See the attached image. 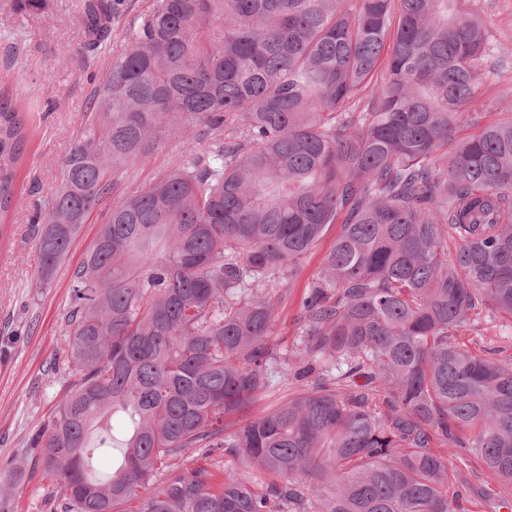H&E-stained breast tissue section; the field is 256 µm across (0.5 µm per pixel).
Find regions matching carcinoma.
<instances>
[{
    "label": "carcinoma",
    "instance_id": "obj_1",
    "mask_svg": "<svg viewBox=\"0 0 512 512\" xmlns=\"http://www.w3.org/2000/svg\"><path fill=\"white\" fill-rule=\"evenodd\" d=\"M463 4L154 0L35 216L45 288L116 173L164 135L209 139L112 204L73 272L79 378L33 442L65 512H464L446 464L464 455L494 484L483 512H512V357L459 341L484 311L512 317V116L448 148L488 69ZM118 6L86 0V51ZM26 139L0 101V231ZM337 222L293 373L262 286ZM278 384L293 391L248 414ZM194 448L282 482L216 485L182 466Z\"/></svg>",
    "mask_w": 512,
    "mask_h": 512
}]
</instances>
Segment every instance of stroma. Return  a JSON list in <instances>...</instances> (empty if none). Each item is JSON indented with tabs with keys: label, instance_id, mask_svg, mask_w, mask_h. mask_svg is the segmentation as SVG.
Listing matches in <instances>:
<instances>
[{
	"label": "stroma",
	"instance_id": "obj_1",
	"mask_svg": "<svg viewBox=\"0 0 512 512\" xmlns=\"http://www.w3.org/2000/svg\"><path fill=\"white\" fill-rule=\"evenodd\" d=\"M82 7L83 0H0V100L17 104L31 129L18 178L15 222L0 238V512H62L63 493L38 465L30 442L77 378L67 362L64 322L71 276L113 202L175 169L202 147L198 129L187 128L180 136L161 139L150 156L128 164L116 176L111 194L82 225L50 286L37 287V227L30 217L51 198L60 161L85 121L93 88L109 60L124 50L131 30L152 9L153 0H123L107 43L92 57L82 51ZM472 8L492 34L490 56L511 57L512 0H472ZM509 82L510 72H487L469 111L482 113L488 121L511 115L512 101L501 97ZM335 236L328 231L300 268L281 271L288 292L270 291L278 300L274 335L283 355H290L300 338L301 297L320 272ZM460 339L470 347L496 348L510 356L512 320L486 315L476 331L461 333ZM183 465L207 468L219 479L229 469L259 489L272 481L257 467L219 450L193 449Z\"/></svg>",
	"mask_w": 512,
	"mask_h": 512
}]
</instances>
